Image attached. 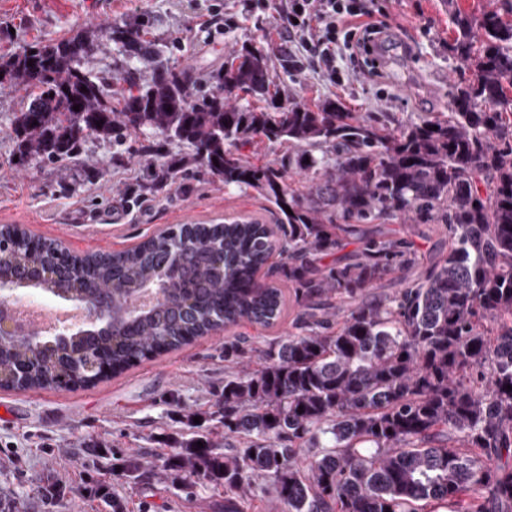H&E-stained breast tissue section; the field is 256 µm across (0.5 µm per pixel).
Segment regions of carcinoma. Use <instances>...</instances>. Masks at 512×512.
Here are the masks:
<instances>
[{
    "label": "carcinoma",
    "instance_id": "cac0c4a2",
    "mask_svg": "<svg viewBox=\"0 0 512 512\" xmlns=\"http://www.w3.org/2000/svg\"><path fill=\"white\" fill-rule=\"evenodd\" d=\"M448 7V55L474 79L455 87L449 113L400 127L333 100L281 103L266 55L249 46L203 93L143 40L144 18L80 27L1 60L0 79L32 91L14 118L20 162L141 132L188 146L198 168L256 190L279 219L177 224L85 256L1 225L0 279L36 267L64 293L89 280L86 302L110 297L112 323L68 344L4 342L0 388L34 364L29 389L92 386L107 379L103 364L116 376L221 325L270 327L285 304L266 282L276 255L306 308L299 333L259 351L258 368L224 376V447L198 432L167 467L224 486V512H243L265 482L280 512H512L502 462L512 454V0L478 15ZM102 44L125 58L128 89L115 97L112 80L81 68ZM255 139L288 146V163L243 158L239 147ZM289 168L310 185L288 182ZM177 173L155 159L144 190ZM396 220L441 225L448 251L431 257L381 229ZM394 272L401 287L386 292ZM152 281L170 284V299L129 312L132 289ZM66 347L75 359L62 365ZM245 355L241 340L224 343V361Z\"/></svg>",
    "mask_w": 512,
    "mask_h": 512
}]
</instances>
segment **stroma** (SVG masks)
<instances>
[{"label":"stroma","mask_w":512,"mask_h":512,"mask_svg":"<svg viewBox=\"0 0 512 512\" xmlns=\"http://www.w3.org/2000/svg\"><path fill=\"white\" fill-rule=\"evenodd\" d=\"M286 0H0V57L72 34L84 24L153 20L148 40L169 46L170 66L188 69L201 87L212 71L246 45L268 55L273 89L282 103L339 101L344 110L407 125L450 109L455 84L471 71L448 56L455 31L447 0H375V18L386 34L389 65L370 80L360 59L342 52L340 87L312 70H289L278 46ZM27 99L21 87L0 83V225L61 242L71 252L109 253L173 224L224 217L276 223L274 206L253 189L225 187L189 159L187 148L168 145L166 160L181 170L161 193L146 192L155 150L132 134L129 152L90 140L75 158L55 164L16 162L12 129ZM301 308L288 303L270 328L242 323L205 336L158 359L146 360L89 388L1 390L0 503L20 512H224V488L207 481L187 484L169 469L174 441L190 438L191 417L217 426L224 387V343L235 338L263 349L293 331ZM180 406L170 405L171 395ZM151 466L136 478L123 472L129 455Z\"/></svg>","instance_id":"35a3bbf8"}]
</instances>
